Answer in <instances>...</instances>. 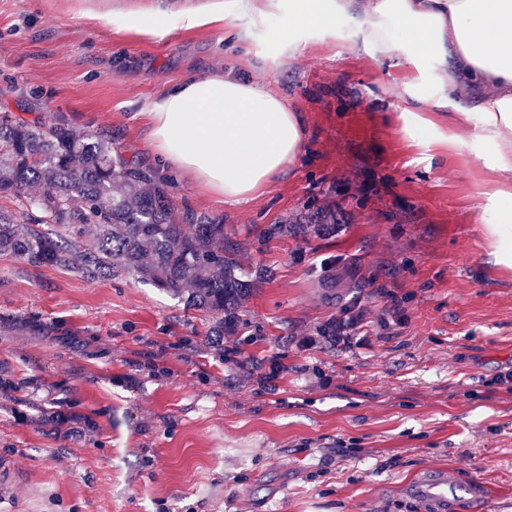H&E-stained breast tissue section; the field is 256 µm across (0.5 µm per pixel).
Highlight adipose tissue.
I'll return each instance as SVG.
<instances>
[{
  "label": "adipose tissue",
  "mask_w": 512,
  "mask_h": 512,
  "mask_svg": "<svg viewBox=\"0 0 512 512\" xmlns=\"http://www.w3.org/2000/svg\"><path fill=\"white\" fill-rule=\"evenodd\" d=\"M320 23L363 11L372 44L389 59L424 65L445 107L455 81L481 86L490 137L512 140V0H293ZM143 118L161 163L218 195L248 201L283 174L305 138L300 116L232 75L193 77L151 102Z\"/></svg>",
  "instance_id": "obj_1"
}]
</instances>
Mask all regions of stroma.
<instances>
[{"mask_svg": "<svg viewBox=\"0 0 512 512\" xmlns=\"http://www.w3.org/2000/svg\"><path fill=\"white\" fill-rule=\"evenodd\" d=\"M216 1L228 24L182 26ZM226 75L298 113L300 153L239 206L165 178L267 277L216 336L136 277L0 255V512H425L412 484L433 466L491 489L462 512H512V395L491 387L512 371V170L478 90L457 86L462 117L417 80L414 130L416 70L357 17L307 23L290 0H0V112L106 132L148 167V105ZM339 208L348 226L316 232ZM355 301L365 346L300 345Z\"/></svg>", "mask_w": 512, "mask_h": 512, "instance_id": "obj_1", "label": "stroma"}]
</instances>
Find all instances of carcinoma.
Returning a JSON list of instances; mask_svg holds the SVG:
<instances>
[{
    "instance_id": "obj_1",
    "label": "carcinoma",
    "mask_w": 512,
    "mask_h": 512,
    "mask_svg": "<svg viewBox=\"0 0 512 512\" xmlns=\"http://www.w3.org/2000/svg\"><path fill=\"white\" fill-rule=\"evenodd\" d=\"M35 187L38 192L29 195ZM0 196L23 199L30 222L0 211V255L61 268L85 279L135 275L192 309L240 311L266 270L239 262L248 253L220 221L175 211L168 185L126 160L106 133L62 120L0 112Z\"/></svg>"
}]
</instances>
